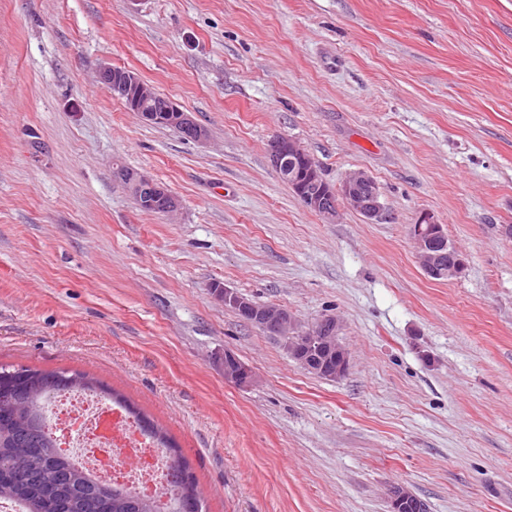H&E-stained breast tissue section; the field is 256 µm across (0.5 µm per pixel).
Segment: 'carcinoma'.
I'll return each instance as SVG.
<instances>
[{
	"label": "carcinoma",
	"instance_id": "cac0c4a2",
	"mask_svg": "<svg viewBox=\"0 0 512 512\" xmlns=\"http://www.w3.org/2000/svg\"><path fill=\"white\" fill-rule=\"evenodd\" d=\"M72 389L112 395L133 422L168 453V512H205L204 498L193 475L180 481L188 464L167 435L113 391L80 373H44L28 367L0 366V500L20 512H96L99 494L108 512H160L156 501L95 481L58 453L39 404L51 393Z\"/></svg>",
	"mask_w": 512,
	"mask_h": 512
}]
</instances>
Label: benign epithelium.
I'll return each mask as SVG.
<instances>
[{
    "label": "benign epithelium",
    "instance_id": "7a95c632",
    "mask_svg": "<svg viewBox=\"0 0 512 512\" xmlns=\"http://www.w3.org/2000/svg\"><path fill=\"white\" fill-rule=\"evenodd\" d=\"M96 78L112 96L125 100L129 108L145 122L172 126L186 139L196 143L203 144L208 140V130L196 120L193 113L183 110L169 98L160 99L153 86L134 72L103 65L98 69ZM269 155L280 177L303 204L324 219L336 220L342 208L354 211L369 221L381 218L383 204L380 192L366 171H350L336 186L322 182L319 169L307 151L299 142L287 137L271 141ZM119 175L139 209L171 214L180 207L179 199L149 173L122 170ZM410 234L425 272L440 273L450 279L462 273L464 262L461 254L448 244L442 225L435 222L430 213L420 215L418 221L411 225ZM211 292L224 307L241 314L269 335L280 337L288 355L309 373L328 379H341L347 374L349 359L338 341L339 324L336 317L326 316L315 324L303 327L288 309L274 304H254L221 283L212 284ZM224 380L238 387H248L255 381V373L250 366L226 350ZM389 496L392 512H402L405 507L413 512H427L425 502L401 486L392 487Z\"/></svg>",
    "mask_w": 512,
    "mask_h": 512
}]
</instances>
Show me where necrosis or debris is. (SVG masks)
<instances>
[{"label": "necrosis or debris", "instance_id": "1", "mask_svg": "<svg viewBox=\"0 0 512 512\" xmlns=\"http://www.w3.org/2000/svg\"><path fill=\"white\" fill-rule=\"evenodd\" d=\"M54 427L66 453L100 482L166 504L164 452L125 410L83 390L53 395Z\"/></svg>", "mask_w": 512, "mask_h": 512}]
</instances>
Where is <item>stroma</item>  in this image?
<instances>
[{"instance_id": "stroma-1", "label": "stroma", "mask_w": 512, "mask_h": 512, "mask_svg": "<svg viewBox=\"0 0 512 512\" xmlns=\"http://www.w3.org/2000/svg\"><path fill=\"white\" fill-rule=\"evenodd\" d=\"M136 73L210 134L143 123ZM364 169L380 221L307 209L272 166ZM181 201L141 211L118 167ZM443 224L464 271L409 235ZM512 0H0V365L83 373L187 460L207 512H512ZM333 315L339 380L216 301ZM255 373L224 379V354ZM422 268L429 274H439L453 279L458 277L464 262L461 254L448 244L441 224L433 220L430 213H422L410 228ZM392 512H403V508L407 507L412 509V512H427L425 502L409 493L401 486H394L391 488L390 493Z\"/></svg>"}]
</instances>
